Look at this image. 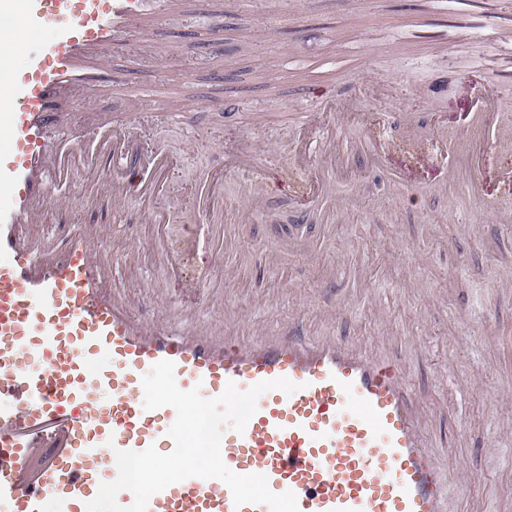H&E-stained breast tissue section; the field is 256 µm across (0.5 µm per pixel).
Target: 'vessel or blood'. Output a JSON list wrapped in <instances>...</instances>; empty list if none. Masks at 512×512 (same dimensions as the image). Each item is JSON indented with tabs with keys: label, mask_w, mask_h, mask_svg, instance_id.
I'll return each instance as SVG.
<instances>
[{
	"label": "vessel or blood",
	"mask_w": 512,
	"mask_h": 512,
	"mask_svg": "<svg viewBox=\"0 0 512 512\" xmlns=\"http://www.w3.org/2000/svg\"><path fill=\"white\" fill-rule=\"evenodd\" d=\"M0 14L52 34L35 50L15 39L24 67L0 90V512H86L117 477L116 450L171 452L176 413L145 409L142 387L162 360L175 363L181 389L200 387L207 399L230 381L298 383L291 394L264 393L244 432L224 431L221 451L234 472L293 492L299 512H447L423 409L395 362L333 336L245 341L164 311L144 322L131 307L152 292L105 288L119 267L103 259L96 226L56 224L33 245L55 189L78 179L88 207L105 211L126 192L121 173L151 171L137 201L161 223L160 151L116 153L129 127L108 116L72 124L56 98L135 20H177L175 0H0ZM491 138L487 128L467 130L473 166ZM147 512L268 510L234 506L220 480L189 478L153 495Z\"/></svg>",
	"instance_id": "b4317fda"
}]
</instances>
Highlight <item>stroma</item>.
Masks as SVG:
<instances>
[{
    "label": "stroma",
    "mask_w": 512,
    "mask_h": 512,
    "mask_svg": "<svg viewBox=\"0 0 512 512\" xmlns=\"http://www.w3.org/2000/svg\"><path fill=\"white\" fill-rule=\"evenodd\" d=\"M177 21H154L112 47L61 111L141 116L143 148L165 149L172 171L148 222L134 196L105 224L123 291L151 284L173 316L219 319L246 339L266 332L340 336L397 360L428 409L427 432L445 463L448 512L512 507V194L497 173L512 150L494 152L468 190L460 125L480 113L490 129L512 124V77L489 70L506 49L490 42L465 0H177ZM189 109L158 121L156 101ZM406 121L373 133L385 113ZM441 134L448 156L418 163L406 142ZM250 146L252 164L229 150ZM222 171L212 220L224 252L195 228L199 184ZM318 174L300 201L295 186ZM280 235L308 254L276 253ZM189 258L191 286L162 262L159 245ZM473 479L459 488L460 473Z\"/></svg>",
    "instance_id": "obj_1"
}]
</instances>
